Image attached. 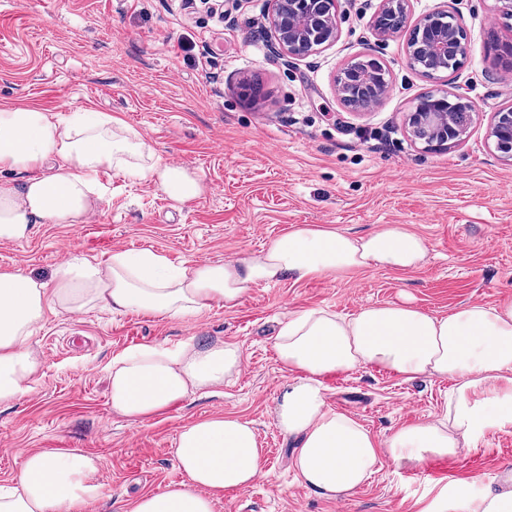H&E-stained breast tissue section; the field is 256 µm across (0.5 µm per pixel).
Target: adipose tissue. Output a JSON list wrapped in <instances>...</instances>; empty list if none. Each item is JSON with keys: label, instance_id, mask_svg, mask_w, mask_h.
Listing matches in <instances>:
<instances>
[{"label": "adipose tissue", "instance_id": "1", "mask_svg": "<svg viewBox=\"0 0 512 512\" xmlns=\"http://www.w3.org/2000/svg\"><path fill=\"white\" fill-rule=\"evenodd\" d=\"M105 173L151 182L178 205L201 192L195 174L163 161L112 115L78 109L62 116L26 104L1 105L0 241L24 239L37 224L83 223L103 196ZM428 254L427 240L401 224L360 237L304 225L259 252L222 263L196 261L175 269L154 251L116 249L102 263L71 256L46 279L21 269L1 271L0 405L27 394L41 369L28 340L46 312L138 310L186 320L214 303L235 306L248 289L284 278L409 270ZM274 350L282 372L276 424L297 438L293 467L323 498L352 495L375 473L381 455L409 466L429 456L453 459L484 430L512 425V301L469 303L441 316L406 300L345 316L310 307L288 313ZM243 362L237 342L204 344L191 337L174 347L136 345L105 367L110 403L127 419H148L195 391L222 387ZM367 367L407 380L451 381L443 413L377 441L325 399L326 378ZM174 455L187 482L143 495L132 512H213L224 492L249 487L261 473L256 431L236 417L184 427ZM96 471L95 460L81 454L28 452L18 483L0 489V512H84L101 495L92 481ZM449 509L512 512V470L478 500L458 488Z\"/></svg>", "mask_w": 512, "mask_h": 512}]
</instances>
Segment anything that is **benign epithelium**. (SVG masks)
<instances>
[{
	"label": "benign epithelium",
	"instance_id": "7a95c632",
	"mask_svg": "<svg viewBox=\"0 0 512 512\" xmlns=\"http://www.w3.org/2000/svg\"><path fill=\"white\" fill-rule=\"evenodd\" d=\"M338 0H270L268 14L274 33L272 52L286 60L319 52L338 36ZM410 0H380L371 26L385 41L395 35L407 37V63L426 76L454 74L468 54V33L458 15L433 10L416 23L410 22ZM390 71L376 58L355 59L337 76L338 94L351 110L363 114L383 99ZM475 113L465 95L454 90L426 94L405 115V128L414 144L431 150L463 142ZM487 144L499 157L512 164V104L493 113Z\"/></svg>",
	"mask_w": 512,
	"mask_h": 512
}]
</instances>
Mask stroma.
Returning a JSON list of instances; mask_svg holds the SVG:
<instances>
[{"label": "stroma", "instance_id": "obj_1", "mask_svg": "<svg viewBox=\"0 0 512 512\" xmlns=\"http://www.w3.org/2000/svg\"><path fill=\"white\" fill-rule=\"evenodd\" d=\"M379 2L340 0L336 42L288 62L270 50L267 0H0V105L120 117L202 185L177 207L153 184L102 175L104 196L85 223L37 224L25 239L0 241L1 270L46 276L70 254L103 262L119 248L150 249L176 266L223 261L302 224L355 236L402 224L431 247L415 269L285 279L188 320L47 314L30 340L42 361L31 391L0 407V487L14 485L26 452L78 453L96 459L102 486L85 512H131L139 497L186 481L175 441L185 426L217 415L253 423L263 471L252 486L225 492L213 512H423L458 482L479 495L512 468V426L491 428L451 460L399 467L382 457L352 496L327 500L300 481L290 465L295 442L271 417L281 383L273 342L286 312L350 315L407 299L443 315L512 300V165L486 144L493 112L512 103V76L487 33H512V19L495 0H411L412 19L448 9L468 32L461 70L428 77L408 66L405 36L378 40L370 19ZM356 56L380 58L391 74L387 96L362 115L342 104L336 86ZM446 88L475 104L470 134L452 148L421 150L405 114L420 95ZM191 336L241 343L240 373L136 424L113 412L104 367L114 356ZM325 385L330 409L382 440L439 415L451 383L365 368Z\"/></svg>", "mask_w": 512, "mask_h": 512}]
</instances>
